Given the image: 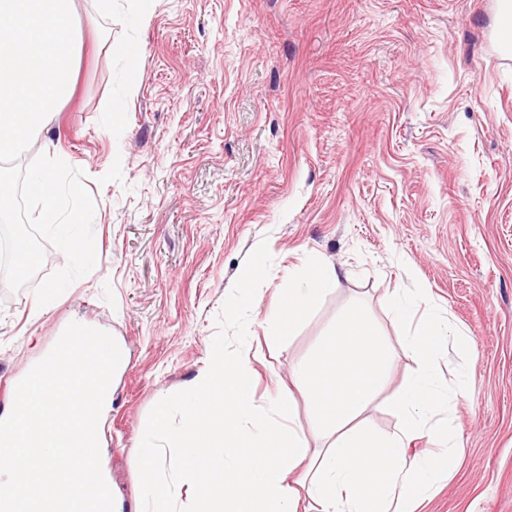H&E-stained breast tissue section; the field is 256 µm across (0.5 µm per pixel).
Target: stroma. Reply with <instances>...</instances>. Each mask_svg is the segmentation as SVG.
<instances>
[{
    "mask_svg": "<svg viewBox=\"0 0 512 512\" xmlns=\"http://www.w3.org/2000/svg\"><path fill=\"white\" fill-rule=\"evenodd\" d=\"M501 0H78V93L34 136L93 195L97 264L56 300L0 291V377L21 381L70 322L111 334L123 370L104 422L115 512L151 489L146 427L188 402L213 351L247 357L254 404L293 403V371L354 303L377 326L390 388L361 415L399 427L392 393L421 370L389 301L414 291L474 348L436 336L463 375L453 477L414 512H512V55ZM121 124H113V113ZM268 271L248 281L251 254ZM336 269L291 334L267 321L309 257Z\"/></svg>",
    "mask_w": 512,
    "mask_h": 512,
    "instance_id": "stroma-1",
    "label": "stroma"
}]
</instances>
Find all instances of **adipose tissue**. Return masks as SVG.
I'll list each match as a JSON object with an SVG mask.
<instances>
[{
    "label": "adipose tissue",
    "mask_w": 512,
    "mask_h": 512,
    "mask_svg": "<svg viewBox=\"0 0 512 512\" xmlns=\"http://www.w3.org/2000/svg\"><path fill=\"white\" fill-rule=\"evenodd\" d=\"M336 279L321 258H310L301 282L285 289L271 309L274 327L290 332ZM390 305L410 324L409 351L422 362L421 372L394 398L404 428L378 439L352 425L387 383L375 328L362 310L352 308L324 337L318 357L297 371L322 447L310 446L292 406L281 399L255 409L247 358L231 362L215 352L207 369L189 383L193 402L184 406L180 428L167 433L163 410L149 424L159 441L173 440L189 453L168 481L157 475V451L139 456L152 489L139 512H177L184 496L194 500L196 512H411L415 497L450 470L451 419L437 416L436 409L453 407L465 384L433 368L430 354L440 328L436 312L419 311L403 290ZM418 427L445 443L434 462L407 451L409 432Z\"/></svg>",
    "instance_id": "adipose-tissue-1"
}]
</instances>
